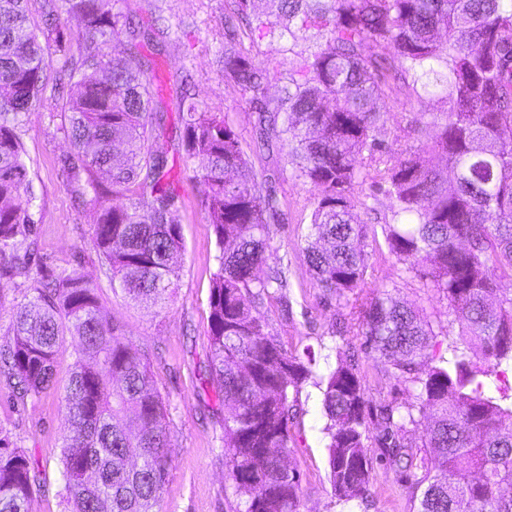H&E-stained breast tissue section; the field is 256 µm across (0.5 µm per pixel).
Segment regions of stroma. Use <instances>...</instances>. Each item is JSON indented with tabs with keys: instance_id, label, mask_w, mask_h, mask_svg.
<instances>
[{
	"instance_id": "1",
	"label": "stroma",
	"mask_w": 512,
	"mask_h": 512,
	"mask_svg": "<svg viewBox=\"0 0 512 512\" xmlns=\"http://www.w3.org/2000/svg\"><path fill=\"white\" fill-rule=\"evenodd\" d=\"M110 5L113 11L136 17L143 24L161 18L171 26L165 42L144 41L136 48L154 71L153 96L162 97L167 106L169 131L153 140L152 147L167 156L179 195L176 220L184 252L177 286L157 307L131 302L113 292L93 246L95 213L68 187L60 163L71 149L61 126L64 105L74 93L73 80L64 75L56 88L47 90L38 110L26 115L21 128L34 190L41 261L28 275L0 281V345L6 341L18 303L32 297L34 282L64 269H79L96 284L103 313L119 322L126 341L147 355L168 408L172 469L159 512H234L237 498L224 479V408L207 382L210 280L218 248L201 204L204 187L183 164L179 139L182 86H189L198 104L222 113L239 135L256 171L275 188L286 215L285 222L271 226V246L277 257L288 263V303L280 305L271 297L257 309L276 339L288 353L301 357L314 353L318 374L335 366L339 355L355 356L371 406L413 402L415 388L397 374L384 371L362 338L336 332L350 303L319 287L305 256L319 190L296 177L285 149L270 150L257 143L256 113L216 64L224 43V16L233 11V0H110ZM308 47L305 41L290 47L254 28L242 30L238 45L267 70L266 98L270 101L277 99L289 74L300 67ZM376 109L390 115L379 135L384 151L400 155L430 136L428 124L433 114L445 111L446 106L422 85L409 84L403 93L377 100ZM353 197L371 255L368 289L396 291L401 299L422 309L432 326H439L447 319V301L430 288L424 271L405 270L385 241L383 226L392 218V199L367 182L355 186ZM64 416L59 391L22 399L13 382L0 377V431L26 453L40 482L28 512H69L60 462L67 435ZM326 423L321 391L314 380H307L299 389L296 413L289 422L292 442L288 460L300 475L301 512H416L417 502L405 475L390 466L374 444L368 448L372 483L367 499L347 504L337 501L328 478Z\"/></svg>"
}]
</instances>
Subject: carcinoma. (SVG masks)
<instances>
[{
    "instance_id": "obj_1",
    "label": "carcinoma",
    "mask_w": 512,
    "mask_h": 512,
    "mask_svg": "<svg viewBox=\"0 0 512 512\" xmlns=\"http://www.w3.org/2000/svg\"><path fill=\"white\" fill-rule=\"evenodd\" d=\"M25 0H0V279L36 261L34 192L24 161L23 117L44 98L53 56L76 91L67 104L62 158L68 185L96 214L94 246L112 285L136 303L165 302L183 244L172 219L178 194L167 157L150 142L166 130L164 111L138 53L108 57L120 30L130 41L168 35L107 9V0H62L83 22L82 44L59 23L41 34L27 24ZM257 29L292 43L317 31L322 42L279 104L264 101L266 75L236 48L225 26L224 76L259 104L261 143L285 142L297 177L320 190L305 247L318 285L359 301L347 320L381 363L417 389L416 401L380 406L376 441L406 472L417 512H512V387L491 393L488 377L512 367V0H269L276 17L235 0ZM394 47L398 69L434 78L447 111L432 117L429 142L393 156L377 138L387 121L374 101L390 87L386 59L369 45ZM181 117L187 164L204 166L203 206L219 248L209 298V375L224 405L225 478L236 512H300V478L286 465L289 391L312 376V363L288 354L254 315L270 290L288 287V269L259 276L270 259L277 200L217 112L191 101ZM435 152L444 164L433 166ZM375 172L395 202L383 233L408 271L429 266L432 288L448 302V327L462 346L447 359L426 352L431 322L388 292L365 291L369 252L352 190ZM128 204L115 206L112 198ZM20 304L0 349L3 373L20 398L55 385L63 336L76 338L74 369L63 387L68 430L62 451L70 512H155L171 473L167 408L149 362L125 341L120 323L100 311L96 286L63 270ZM481 353L482 361L474 360ZM328 423L329 481L335 497L364 500L372 479L371 412L362 377L344 360L322 378ZM428 421L422 444L415 429ZM37 475L26 454L0 435V512H27Z\"/></svg>"
}]
</instances>
